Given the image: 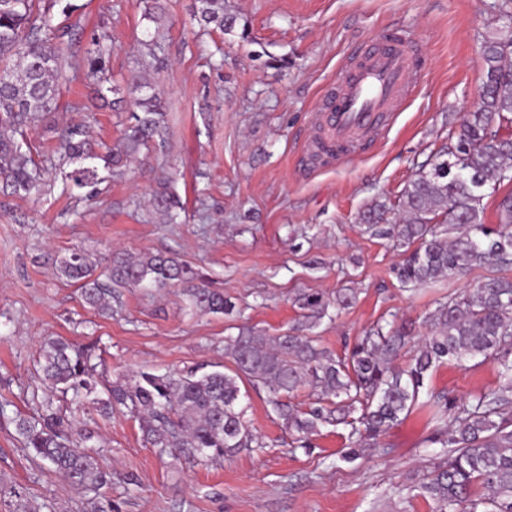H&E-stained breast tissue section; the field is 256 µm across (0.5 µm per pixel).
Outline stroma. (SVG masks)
Returning <instances> with one entry per match:
<instances>
[{
    "label": "stroma",
    "instance_id": "stroma-1",
    "mask_svg": "<svg viewBox=\"0 0 512 512\" xmlns=\"http://www.w3.org/2000/svg\"><path fill=\"white\" fill-rule=\"evenodd\" d=\"M70 20L60 108L28 135L55 169L52 128L85 125L112 146L127 111L98 109L75 63L94 31L112 38L110 75L126 84L145 56L146 23L136 0H84ZM502 0H225L233 31L200 29L195 0H165L166 40L152 60L167 102L165 151H146L97 196L71 194L63 181L30 198L0 195V489H23L42 512H91L85 497L23 451L11 416L30 411L33 363L44 338L95 346L104 384L142 368L223 369L225 337L241 325L277 335L296 324V295L356 299L318 329L324 347L345 355L355 336L383 316L423 321L447 290L481 279H445L403 290L392 268L400 251L361 221L378 196L397 200L405 184L457 135L482 82L477 51ZM384 29L406 32L423 67L405 110L382 136L345 162L311 161L314 114L349 54ZM174 177L183 208L166 223L153 206L160 182ZM93 262L115 250L177 253L205 272L243 309L240 318L190 316L180 289H122L105 315L84 303L59 273L72 249ZM491 363L445 364L425 381L457 400L496 388ZM246 418L263 442L218 464H176L146 446L138 420L117 412L81 415L96 432L101 464L112 473L97 501L103 512H433L430 499L402 500L393 486L422 474L435 454L426 415L415 413L383 436L384 451L339 459L346 431L322 428L311 452L289 451V435L265 389L242 383ZM135 475L137 485L125 483Z\"/></svg>",
    "mask_w": 512,
    "mask_h": 512
}]
</instances>
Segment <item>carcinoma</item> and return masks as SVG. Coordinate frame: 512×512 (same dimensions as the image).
Masks as SVG:
<instances>
[{
    "mask_svg": "<svg viewBox=\"0 0 512 512\" xmlns=\"http://www.w3.org/2000/svg\"><path fill=\"white\" fill-rule=\"evenodd\" d=\"M147 22L143 45L154 54L163 37L162 0H141ZM81 6L72 0H0V188L25 197L51 189L52 173L42 168L24 139V130L57 110L62 79V45L69 26L51 25L58 13L69 19ZM503 25L482 36L478 62L483 80L477 110L461 125L457 142L448 144L403 188L388 228L391 209L373 201L362 221L372 233L406 248L395 275L403 289L447 277H464L474 267L489 275L461 292H450L426 316L428 331L414 342L411 323L380 320L356 337L349 356L341 358L313 335L324 318L339 317L353 294L336 293L327 301L319 293L296 298L302 311L298 326L278 336L241 327L228 338L225 371L198 373L140 370L113 383L102 397L95 347L62 338L48 339L38 361L39 386L31 393L40 413L19 414L16 429L24 446L50 471L62 475L79 492H95L112 483L103 469L91 430H78L62 416L54 399L70 400L74 410L109 413L121 407L140 421L147 444L175 460L217 461L259 448L245 421L240 383L265 388L273 409L298 447L309 451L311 437L328 424L349 429L356 447L341 456L351 461L356 448H377L388 427L419 404L428 373L436 366L479 359L495 365L498 388L465 402L430 393L424 405L436 410L438 425L430 444L440 446L438 461L422 478L394 492H418L436 503L435 512H512V191L497 201L496 225L483 222L485 198L512 185V0H504ZM194 19L202 26L232 28L224 0H196ZM110 35H93L80 60L93 79L96 96L138 93L131 123L118 141L99 152L86 127L54 129L62 149L59 171L73 191L92 195L106 177L122 175L140 153L167 143L165 99L149 69L125 89L108 78ZM153 205L174 223L182 208L178 195L164 184ZM61 274L81 289L90 307L108 312L120 303L126 287L165 289L179 286L193 314H233L235 303L211 287L206 276L174 254H112L106 280L81 250L63 261ZM413 352L405 365L398 360ZM314 400L305 411L290 399L301 388ZM7 512H41L42 505L18 491L0 489Z\"/></svg>",
    "mask_w": 512,
    "mask_h": 512,
    "instance_id": "1",
    "label": "carcinoma"
}]
</instances>
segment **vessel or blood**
<instances>
[{
    "instance_id": "1",
    "label": "vessel or blood",
    "mask_w": 512,
    "mask_h": 512,
    "mask_svg": "<svg viewBox=\"0 0 512 512\" xmlns=\"http://www.w3.org/2000/svg\"><path fill=\"white\" fill-rule=\"evenodd\" d=\"M421 56L400 32L389 30L361 44L333 92L318 108L323 143L316 153L347 159L366 139L384 133L402 111Z\"/></svg>"
}]
</instances>
